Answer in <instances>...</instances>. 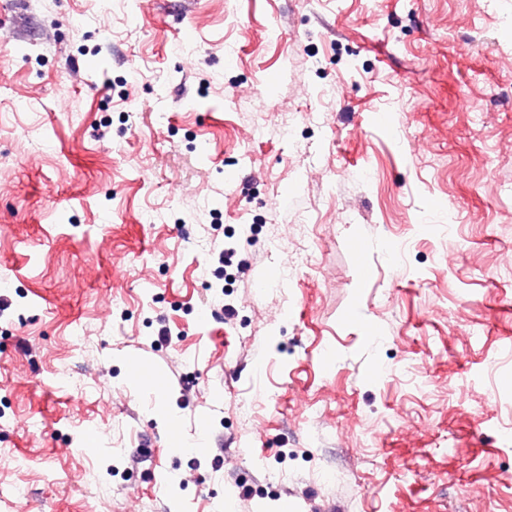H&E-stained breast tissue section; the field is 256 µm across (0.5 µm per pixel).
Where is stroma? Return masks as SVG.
I'll return each mask as SVG.
<instances>
[{
	"label": "stroma",
	"instance_id": "obj_1",
	"mask_svg": "<svg viewBox=\"0 0 512 512\" xmlns=\"http://www.w3.org/2000/svg\"><path fill=\"white\" fill-rule=\"evenodd\" d=\"M94 9L0 0V512H512V0ZM270 249L279 253L280 255L285 254L287 256V263H285L283 266L285 280L288 279V276L291 274L299 259H303L306 255L300 251L301 248L296 244L294 245V248L290 249L288 247V239L285 240L283 237L277 235L270 239Z\"/></svg>",
	"mask_w": 512,
	"mask_h": 512
}]
</instances>
